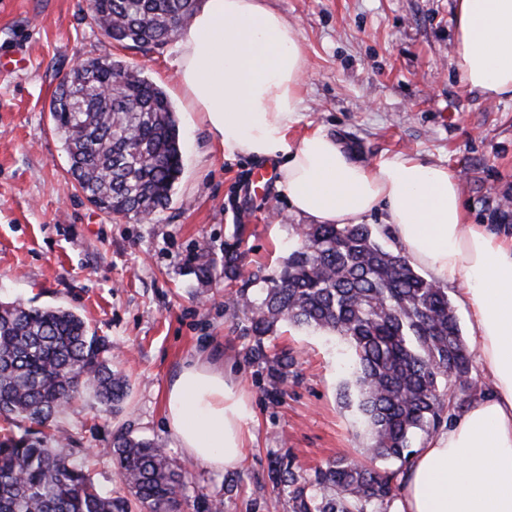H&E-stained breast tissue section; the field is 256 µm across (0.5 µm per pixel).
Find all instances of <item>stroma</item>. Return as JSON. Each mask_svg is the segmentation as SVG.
<instances>
[{
  "label": "stroma",
  "mask_w": 512,
  "mask_h": 512,
  "mask_svg": "<svg viewBox=\"0 0 512 512\" xmlns=\"http://www.w3.org/2000/svg\"><path fill=\"white\" fill-rule=\"evenodd\" d=\"M299 35L309 61L306 109L294 135L324 127L363 164L407 152L454 170L472 223L495 226L512 198V99H488L455 67L456 0H268ZM174 43L140 50L112 44L89 17L88 0H0V52L25 59L0 74V301L79 313L112 346V366L130 392L119 411L81 394L55 430L91 461L98 487L120 486L107 455L123 430L156 441L187 469L182 512H292L276 467L313 478L339 456L361 458L363 433L341 396L344 348L334 337L281 323L267 353L296 354L283 385L271 386L239 304L280 271L304 218L278 183L255 190L253 172L276 158L223 151L199 113L187 109ZM109 56L143 70L168 95L184 158L173 201L151 219L93 207L67 173L49 108L78 61ZM216 263L232 249L249 284L195 274L200 246ZM213 352L249 396L250 439L241 470L220 472L178 448L164 394L182 361Z\"/></svg>",
  "instance_id": "35a3bbf8"
}]
</instances>
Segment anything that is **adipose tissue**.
<instances>
[{
  "label": "adipose tissue",
  "instance_id": "obj_1",
  "mask_svg": "<svg viewBox=\"0 0 512 512\" xmlns=\"http://www.w3.org/2000/svg\"><path fill=\"white\" fill-rule=\"evenodd\" d=\"M455 66L491 99L512 97V0H457ZM175 64L189 106L225 150L281 158L290 207L316 224L385 213L411 262L455 287L477 338L484 393L416 448L392 512H512V237L471 223L456 173L407 155L352 162L323 128L288 132L305 109L308 58L265 0H203ZM251 410L209 353L188 358L165 394L180 448L215 471L241 469Z\"/></svg>",
  "mask_w": 512,
  "mask_h": 512
}]
</instances>
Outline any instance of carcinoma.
<instances>
[{
  "mask_svg": "<svg viewBox=\"0 0 512 512\" xmlns=\"http://www.w3.org/2000/svg\"><path fill=\"white\" fill-rule=\"evenodd\" d=\"M200 0H89L90 16L119 44L160 46L187 24ZM122 87L105 100L113 86ZM50 111L64 140L68 175L107 214L149 218L172 202L183 171L173 106L142 71L121 60H84L58 86ZM278 274L259 298L242 295L254 355L276 382L295 358L265 354L263 340L286 321L330 334L349 357L343 397L364 425L368 461L339 457L308 482L278 471L294 512H367L394 499L413 454L416 432L430 433L477 393L472 361L448 289L375 239L367 224H303ZM197 276L216 270L201 249ZM93 387L117 406L128 384L112 369L107 347L76 312L0 301V416L30 422L25 434L0 439V512H179L186 472L153 442L126 434L112 440V461L127 493L99 489L82 464L64 454L62 436L42 427ZM398 461L379 471L372 462Z\"/></svg>",
  "mask_w": 512,
  "mask_h": 512,
  "instance_id": "obj_1",
  "label": "carcinoma"
}]
</instances>
